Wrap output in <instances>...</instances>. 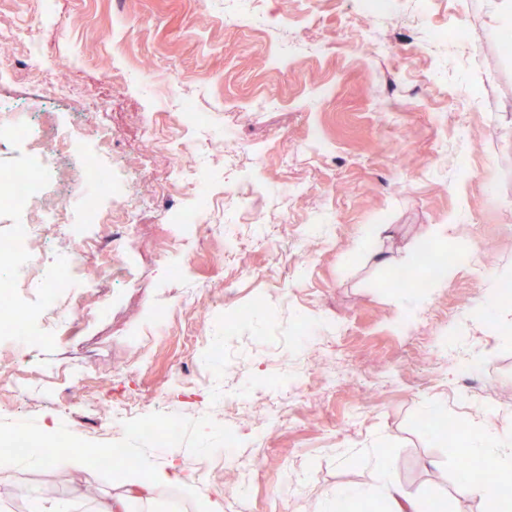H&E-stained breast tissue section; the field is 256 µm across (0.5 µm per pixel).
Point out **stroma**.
Masks as SVG:
<instances>
[{"label":"stroma","instance_id":"1","mask_svg":"<svg viewBox=\"0 0 512 512\" xmlns=\"http://www.w3.org/2000/svg\"><path fill=\"white\" fill-rule=\"evenodd\" d=\"M250 14L259 30L238 29ZM460 17L468 46L430 41L429 27ZM0 29L14 34L0 121L21 103L49 136L91 102L101 122L83 135L115 176L151 155L133 185L148 204L128 242L137 267L109 281L112 305L88 328L47 313L31 326L39 343L0 332V430L43 434L53 422L94 448L113 435L133 459L175 460L194 493L163 489L160 512L212 502L222 512H324L328 491L371 484L373 456L393 483L446 512H489L456 480L447 434L420 423L443 403L460 445L512 441V302L495 300L512 280V55L500 50L512 0H435L425 17L418 0H392L373 17L356 0H0ZM363 34L375 54L354 51ZM43 75L69 94L38 96ZM185 97L205 125L181 127ZM238 142L250 153L224 154ZM180 159L206 173L213 196L185 284L167 276L164 225L199 192L175 178ZM255 170L261 191L238 196ZM77 176L62 162L28 210L0 206V238ZM373 224L385 230L366 238ZM442 224L447 239H433ZM428 243L471 262L444 284L394 287L393 270ZM184 286L194 307L174 300ZM259 296L265 311L242 319ZM192 328L205 338L194 348ZM92 352L98 371L86 382L54 380L55 367ZM469 358L477 370L467 376ZM155 394L180 420L179 447L142 444L136 414L104 435L85 407ZM228 428L243 434L232 448ZM116 488L109 468L21 469L0 484V512H31L46 496L92 512L93 496Z\"/></svg>","mask_w":512,"mask_h":512}]
</instances>
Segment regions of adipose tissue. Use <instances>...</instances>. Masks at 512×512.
I'll return each mask as SVG.
<instances>
[{"label":"adipose tissue","instance_id":"adipose-tissue-1","mask_svg":"<svg viewBox=\"0 0 512 512\" xmlns=\"http://www.w3.org/2000/svg\"><path fill=\"white\" fill-rule=\"evenodd\" d=\"M41 463L69 476L80 473L86 467V460L81 454L64 453L49 457L43 449L34 448L22 458L0 453V474L6 476L23 466ZM369 466L374 473V484L366 489L352 487L330 493L333 512H342L348 500L366 496L370 492L383 493L391 505L390 512H443L435 502L413 496L401 487L388 483L379 458H371ZM118 484L119 493L96 499L93 512H131L132 503L151 505L158 492L166 487L177 485L191 489L193 479L171 464L157 467L143 463L124 470Z\"/></svg>","mask_w":512,"mask_h":512}]
</instances>
